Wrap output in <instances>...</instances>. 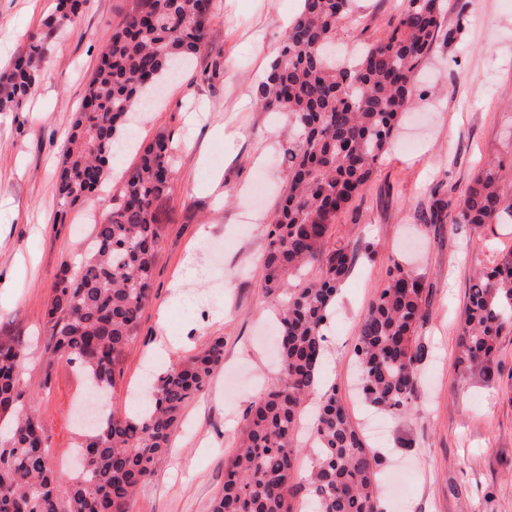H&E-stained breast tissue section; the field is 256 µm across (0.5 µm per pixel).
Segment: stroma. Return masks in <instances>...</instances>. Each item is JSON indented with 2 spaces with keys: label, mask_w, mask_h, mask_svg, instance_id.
<instances>
[{
  "label": "stroma",
  "mask_w": 512,
  "mask_h": 512,
  "mask_svg": "<svg viewBox=\"0 0 512 512\" xmlns=\"http://www.w3.org/2000/svg\"><path fill=\"white\" fill-rule=\"evenodd\" d=\"M401 0H354L337 34L353 50L382 37ZM56 0H0V69L30 34L42 31ZM136 0H90L77 31L47 39L35 94L0 112V336L29 345L22 375L42 416L54 464L70 462L78 439L76 403L84 383L65 362L44 385L45 317L59 270L75 265L93 233L84 214L107 211L137 149L157 134L177 155L170 194L158 207L152 299L115 370L107 405L129 412L148 375L159 336L164 362L224 339V363L182 411L171 456L137 493L130 512H210L224 463L239 447L249 407L276 382L279 304L261 288L262 256L288 181L279 144L286 113L262 111L251 89L279 50L300 0H216L208 46L131 127L133 150L111 167L97 195L65 208L57 171L101 36ZM452 39L439 41L415 84V106L400 121L377 169L340 214L331 244L355 255L336 296L317 409L333 391L355 429L381 459L382 512H512V335L500 338L487 371L460 376L455 361L474 270L512 252V224L424 225L435 187L456 198L488 162L512 165V0H444ZM200 261L184 277L189 256ZM401 263L429 287L416 341L424 349L409 412L389 415L364 402L354 346L358 323Z\"/></svg>",
  "instance_id": "obj_1"
}]
</instances>
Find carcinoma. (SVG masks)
<instances>
[{
    "instance_id": "obj_1",
    "label": "carcinoma",
    "mask_w": 512,
    "mask_h": 512,
    "mask_svg": "<svg viewBox=\"0 0 512 512\" xmlns=\"http://www.w3.org/2000/svg\"><path fill=\"white\" fill-rule=\"evenodd\" d=\"M89 0H56L44 26L73 28ZM215 0H137L123 23L103 36L100 65L88 79L82 108L63 152L58 193L63 206L87 198L107 167L132 111L148 90L180 75L207 47ZM352 0H302L266 75L253 86L265 112H286L294 134L282 146L288 187L276 210L263 256L265 294L280 306L281 378L248 411L244 435L224 463V488L211 512H294L304 491L311 512H378L379 458L354 428L336 393L324 397L312 425L316 460L305 478L295 464L303 404L318 384L325 329L336 292L352 267L350 244L327 246L339 215L370 181L397 120L413 108V81L443 31L442 0H402L384 36L351 58L336 55V35ZM45 37L35 33L11 69L0 74V111L35 91ZM175 158L169 139L149 143L125 172L112 208L94 225L78 265L56 276L47 310L52 366L65 361L110 390L115 368L137 336L149 303L157 246V203L169 195ZM511 173L491 164L457 200L436 199L425 224H512ZM314 272L308 279L303 276ZM297 277L294 284L291 279ZM425 283L403 265L387 278L358 326L355 354L361 390L372 405L406 410L422 356L415 343L426 317ZM512 334V253L477 270L463 313L456 367L485 371L501 336ZM27 347L0 336V512H129L138 487L155 474L171 447L183 408L206 389L224 359L213 337L191 356L150 378L148 411L109 410L80 434L75 471L56 468L46 452L42 417L28 407L21 381Z\"/></svg>"
}]
</instances>
